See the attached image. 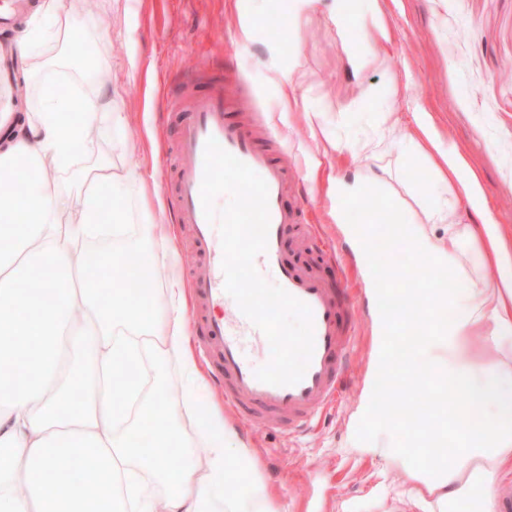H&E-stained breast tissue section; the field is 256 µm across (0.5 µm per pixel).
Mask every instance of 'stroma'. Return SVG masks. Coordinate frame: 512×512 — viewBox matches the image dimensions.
Segmentation results:
<instances>
[{"label": "stroma", "mask_w": 512, "mask_h": 512, "mask_svg": "<svg viewBox=\"0 0 512 512\" xmlns=\"http://www.w3.org/2000/svg\"><path fill=\"white\" fill-rule=\"evenodd\" d=\"M375 1L389 32L385 41L354 23L337 31L336 0H309L304 8L299 0H94L77 19L103 29V36L69 48L75 56H109V90L125 116L122 130L87 142L86 156L144 178L130 198L126 232L106 241L107 249L131 251L144 236L174 235L173 272L188 280L197 252L175 223L170 198L184 118L180 95L197 91L201 77L218 74L243 114L285 140L278 157L296 183L285 201L301 212L285 234V259L331 284L348 277L358 322L350 380L319 423L289 434L224 410L225 422L252 454L254 478L281 512H429L427 503L409 500L411 484L400 467L349 449L351 426L371 387L375 331L325 173L364 160L387 113H400L397 135L411 141L419 133L413 114L424 108L441 145L460 150L480 179L468 206L472 219L497 225L512 252V73L503 70L512 61V0H349L355 14ZM347 43L373 49L380 64L348 71ZM366 85L374 98L364 96ZM311 112L324 116L316 140L307 121ZM333 140L341 150L325 149ZM383 177L416 211L448 198L433 163L421 154L391 156ZM308 224L337 247L340 260L302 245Z\"/></svg>", "instance_id": "1"}]
</instances>
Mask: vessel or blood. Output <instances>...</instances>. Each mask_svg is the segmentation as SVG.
I'll return each mask as SVG.
<instances>
[{"instance_id": "1", "label": "vessel or blood", "mask_w": 512, "mask_h": 512, "mask_svg": "<svg viewBox=\"0 0 512 512\" xmlns=\"http://www.w3.org/2000/svg\"><path fill=\"white\" fill-rule=\"evenodd\" d=\"M187 110L189 117L177 140L180 164L172 194L176 221L188 228L197 246L198 260L190 283L193 320L200 332L199 353L223 375L226 398L241 415L283 432L302 431L345 387L356 342L349 291L329 287L302 266L284 262V232L298 221L296 213L283 203L288 172L267 148L262 132L232 115L224 99L222 79L212 80L204 94L193 96ZM211 138L268 186V242L254 260L258 273L274 275L279 286L311 310L314 350L303 378L296 384L275 386L256 378L254 353L268 347L269 342L224 290L221 241L213 222L205 217L201 199L204 151Z\"/></svg>"}]
</instances>
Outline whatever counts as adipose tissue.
<instances>
[{
  "mask_svg": "<svg viewBox=\"0 0 512 512\" xmlns=\"http://www.w3.org/2000/svg\"><path fill=\"white\" fill-rule=\"evenodd\" d=\"M36 9L38 21L14 50L24 73L44 76L39 105L0 113V241L10 245L0 252V512H99L104 501L112 512H214L219 504L224 512H275L250 475L248 449L236 447L223 414L196 396L203 378L191 352L183 283L169 279L158 296L131 292L117 282L121 258L90 249L125 232L128 200L142 177L79 155L101 114L116 125L124 120L104 95L110 63L102 57L90 68L91 88L59 91L57 77L71 70L63 52L75 14L62 0H39ZM399 122L393 112L378 126V149L365 163L329 174L340 206L359 204L378 185V169L402 146L393 134ZM439 177L452 202L419 216L400 201L392 211L418 259L445 267L455 280L417 301L416 316L446 314L443 340L453 346L480 334L492 353L478 368L462 359L408 369L451 393L437 415L463 446L436 456L367 426L354 431L351 446L400 466L433 497L432 512H456L462 500L471 512H492L493 484L512 472V255L494 225L472 223L457 206L478 188L457 151L444 155ZM436 224L446 227L447 240L434 237ZM490 263L498 269L492 281L481 274ZM173 357L181 365L180 393L157 416L154 446H138L128 430L152 396L127 370L146 365L158 373ZM186 419L205 447L201 471L169 460L185 444ZM63 459L74 476L60 472ZM145 473L162 494L148 489ZM232 477L238 492L222 499Z\"/></svg>",
  "mask_w": 512,
  "mask_h": 512,
  "instance_id": "1",
  "label": "adipose tissue"
}]
</instances>
